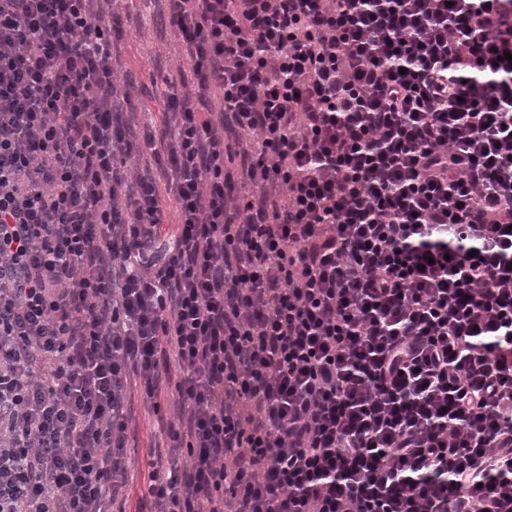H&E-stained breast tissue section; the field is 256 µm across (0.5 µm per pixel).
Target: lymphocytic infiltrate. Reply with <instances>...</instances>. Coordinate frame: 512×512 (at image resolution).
I'll list each match as a JSON object with an SVG mask.
<instances>
[{"label": "lymphocytic infiltrate", "instance_id": "obj_1", "mask_svg": "<svg viewBox=\"0 0 512 512\" xmlns=\"http://www.w3.org/2000/svg\"><path fill=\"white\" fill-rule=\"evenodd\" d=\"M0 0V512H512V0ZM177 208L167 238L163 196ZM116 1V2H113ZM112 15L120 22L122 36L114 41L113 62L121 83V112L136 135L144 123L162 128L166 79L180 88L177 73L179 39L167 18L163 0H112ZM128 93V102L123 93ZM149 110V111H148ZM131 112V113H130ZM158 432L157 423L152 415H149L140 402L135 401V419L132 423V431L128 440L127 453L130 461L137 468L138 461L143 464L151 447L155 444V433Z\"/></svg>", "mask_w": 512, "mask_h": 512}]
</instances>
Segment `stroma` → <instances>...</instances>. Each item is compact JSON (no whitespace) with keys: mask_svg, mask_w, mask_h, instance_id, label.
<instances>
[{"mask_svg":"<svg viewBox=\"0 0 512 512\" xmlns=\"http://www.w3.org/2000/svg\"><path fill=\"white\" fill-rule=\"evenodd\" d=\"M112 13L122 36L113 47V62L125 76L122 89L128 99L121 109L134 129L144 125L161 129L163 93L177 80L178 35L170 26L164 0H114Z\"/></svg>","mask_w":512,"mask_h":512,"instance_id":"stroma-1","label":"stroma"}]
</instances>
